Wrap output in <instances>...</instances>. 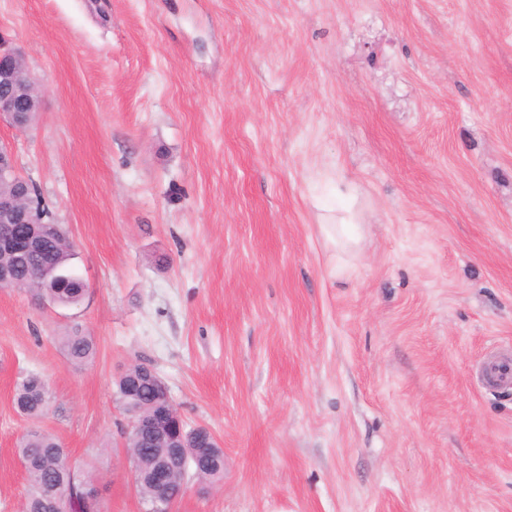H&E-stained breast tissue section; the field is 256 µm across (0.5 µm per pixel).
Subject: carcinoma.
<instances>
[{
    "label": "carcinoma",
    "instance_id": "1",
    "mask_svg": "<svg viewBox=\"0 0 512 512\" xmlns=\"http://www.w3.org/2000/svg\"><path fill=\"white\" fill-rule=\"evenodd\" d=\"M73 246L67 232L56 224L49 239L37 250L27 254L0 255V266L12 271L15 287L26 288L39 283L54 287V303L63 306L78 305L85 295L83 280L74 273L71 260ZM61 348L71 363H83L96 353L94 337L76 330L61 338ZM117 396L121 404L136 403L149 410L165 405L158 390L157 377L144 372L137 364L130 366L117 384ZM14 402L18 411L26 416L42 414L48 404L47 389L42 378L36 374L26 376L17 386ZM127 448L133 463L136 488L147 504H152L157 490L149 476L160 459L165 458L167 449L159 440L151 441L141 433L130 430ZM18 454L29 477V490L25 512H46L45 503L50 486H56L76 496L79 482L73 481L78 472L67 462L64 448L49 434L40 431L29 432L22 440ZM197 478L217 482L223 478L224 462L220 457L209 454L193 460Z\"/></svg>",
    "mask_w": 512,
    "mask_h": 512
}]
</instances>
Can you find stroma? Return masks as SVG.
I'll list each match as a JSON object with an SVG mask.
<instances>
[{"instance_id":"stroma-1","label":"stroma","mask_w":512,"mask_h":512,"mask_svg":"<svg viewBox=\"0 0 512 512\" xmlns=\"http://www.w3.org/2000/svg\"><path fill=\"white\" fill-rule=\"evenodd\" d=\"M0 48L44 94L0 140L87 285L0 288V512L34 427L143 512L133 364L224 450L173 512H512V386L479 379L512 353V0H0ZM339 224H322L323 232L329 242L336 245L341 243L348 245L355 242L359 236V224H356L355 216L349 214L338 219ZM61 348L71 363H83L93 358L96 353V343L93 336L80 330H75L61 338ZM14 402L22 415L33 417L42 414L48 404L42 378L36 374L26 376L17 386Z\"/></svg>"}]
</instances>
